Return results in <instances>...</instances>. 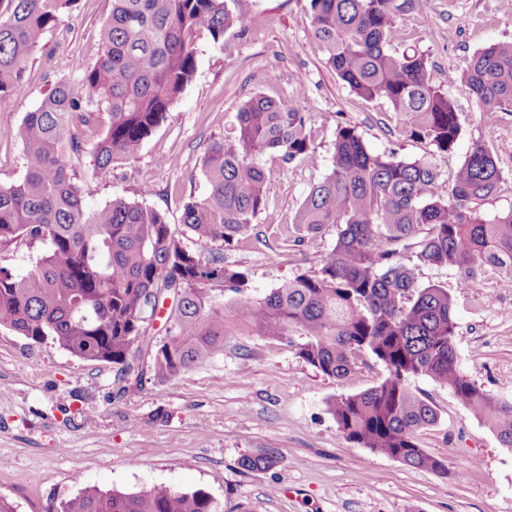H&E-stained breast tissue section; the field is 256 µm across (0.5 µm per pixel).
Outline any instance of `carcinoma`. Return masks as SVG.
I'll return each instance as SVG.
<instances>
[{
	"instance_id": "cac0c4a2",
	"label": "carcinoma",
	"mask_w": 512,
	"mask_h": 512,
	"mask_svg": "<svg viewBox=\"0 0 512 512\" xmlns=\"http://www.w3.org/2000/svg\"><path fill=\"white\" fill-rule=\"evenodd\" d=\"M75 0H0V106L23 78L39 37ZM240 0H112L102 52L78 79H63L10 132L24 150L23 178L0 186V252L18 244L38 251L26 273L0 266V329L35 343L49 340L70 355L105 361L128 376L129 357L151 358L159 381L184 375L224 352L231 319L244 331L296 343L298 357L322 374L343 378L374 357L384 379L329 402L351 447L368 448L415 469L444 471L417 434L434 424L433 405L410 388L427 376L448 387L512 448V401L497 399L467 379L455 349L454 300L441 285L418 283L415 266L455 268L461 287L487 267L512 277V209L487 217L482 206L500 181L496 161L476 144L454 180H441L424 159L369 150L351 125L336 129L330 171L314 184L292 228L315 235L337 229L332 252L310 274L288 280L259 302L226 308L216 298L243 293L246 272L224 258L182 246L165 213L114 198L84 206L69 161L84 151L93 172L134 155L167 118L196 71L195 37L213 41L241 23ZM423 0H310L313 34L337 78L358 97L384 101L404 117L403 132L451 151L460 135L458 112L430 81L427 55L393 46L396 22ZM461 79L491 125L512 108V41L478 50ZM109 124L86 143L94 110ZM277 154L289 164L315 159L306 116L256 95L238 109L232 135L202 160L209 192L184 205L182 224L196 239L231 246L268 208L277 170L257 158ZM412 251L416 265L401 254ZM172 299L165 336L152 333L158 306ZM272 453L248 456L249 469L275 466ZM47 512H223L203 490L165 486L129 493L84 489Z\"/></svg>"
}]
</instances>
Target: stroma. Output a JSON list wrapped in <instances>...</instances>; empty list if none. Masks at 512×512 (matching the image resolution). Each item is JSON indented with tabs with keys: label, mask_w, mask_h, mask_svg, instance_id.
Here are the masks:
<instances>
[{
	"label": "stroma",
	"mask_w": 512,
	"mask_h": 512,
	"mask_svg": "<svg viewBox=\"0 0 512 512\" xmlns=\"http://www.w3.org/2000/svg\"><path fill=\"white\" fill-rule=\"evenodd\" d=\"M111 8V0H75L43 33L11 104L0 108V185L26 171L10 130L56 82L93 66ZM240 11L242 26L227 31L223 42L197 37L193 80L166 121L135 155L115 164L111 177H94L88 155L72 157L88 208L122 197L165 212L187 250L205 257L222 252L225 265L246 271L244 297L253 302L312 273L336 244L335 227L297 241L287 226L328 173L337 126H355L372 151L429 158L448 181L473 144L486 142L501 179L483 210H512V111L486 126L459 79L477 50L512 41V0H430L427 13L410 10L397 19L396 48L411 45L428 55L432 83L443 86L459 114L461 136L448 153L407 137L403 117L388 104L361 99L338 80L313 35L308 0H242ZM258 94L305 114L317 158L284 165L263 154L261 163L280 171L268 190L269 210L222 249L182 231L183 208L207 196L202 158L231 134L240 105ZM146 186L150 195H141ZM417 277L444 286L455 301L462 372L512 401V280L490 270L463 288L455 270L435 266L419 267ZM131 362L138 377L0 329V496L17 512H45L49 502L86 488L131 492L154 485L204 490L224 512H512V448L428 377L410 383L438 414L418 443L445 462L442 474L349 447L341 438L328 403L383 380L385 369L372 357L333 379L303 362L294 346L236 329L222 354L174 380L154 379L148 354ZM269 452L278 458L273 468L241 464L245 456ZM470 457L477 467H468Z\"/></svg>",
	"instance_id": "obj_1"
}]
</instances>
